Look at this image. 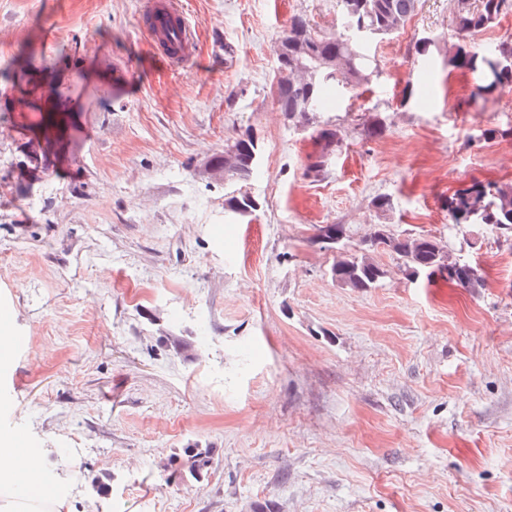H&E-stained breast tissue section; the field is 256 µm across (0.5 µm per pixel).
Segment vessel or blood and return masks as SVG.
Segmentation results:
<instances>
[{"instance_id":"1","label":"vessel or blood","mask_w":512,"mask_h":512,"mask_svg":"<svg viewBox=\"0 0 512 512\" xmlns=\"http://www.w3.org/2000/svg\"><path fill=\"white\" fill-rule=\"evenodd\" d=\"M143 32L158 57L172 64L190 63L195 56V27L180 0H145Z\"/></svg>"}]
</instances>
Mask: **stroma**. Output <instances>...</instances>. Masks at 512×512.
Listing matches in <instances>:
<instances>
[{
	"mask_svg": "<svg viewBox=\"0 0 512 512\" xmlns=\"http://www.w3.org/2000/svg\"><path fill=\"white\" fill-rule=\"evenodd\" d=\"M181 2L197 59L175 68L142 0H0V439L63 451L64 512H512V241L445 206L512 182V138L480 137L512 127V88L478 100L445 52L418 57L454 11L421 0L372 46L379 76L320 114L343 138L324 156L277 110L275 46L296 15L335 30L336 0ZM17 68L39 111H9ZM249 131L252 180L204 175ZM244 192L257 210L231 209ZM324 224L352 249L375 224L440 237L486 285L380 252L377 288L342 286ZM194 443L207 476L171 483Z\"/></svg>",
	"mask_w": 512,
	"mask_h": 512,
	"instance_id": "obj_1",
	"label": "stroma"
}]
</instances>
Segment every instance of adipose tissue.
Returning <instances> with one entry per match:
<instances>
[{
	"label": "adipose tissue",
	"instance_id": "obj_1",
	"mask_svg": "<svg viewBox=\"0 0 512 512\" xmlns=\"http://www.w3.org/2000/svg\"><path fill=\"white\" fill-rule=\"evenodd\" d=\"M41 467L39 456L21 457L12 443L0 447V512H61L58 499L29 492L22 476H35Z\"/></svg>",
	"mask_w": 512,
	"mask_h": 512
}]
</instances>
